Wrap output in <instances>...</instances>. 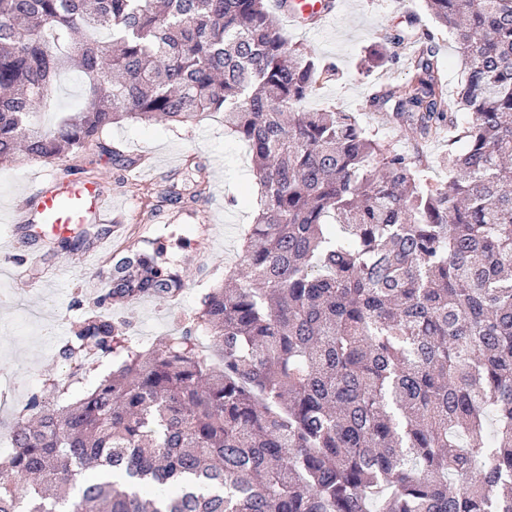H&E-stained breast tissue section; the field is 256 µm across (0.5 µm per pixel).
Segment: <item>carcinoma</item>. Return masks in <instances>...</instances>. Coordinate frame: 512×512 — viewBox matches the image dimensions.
<instances>
[{"label": "carcinoma", "instance_id": "obj_1", "mask_svg": "<svg viewBox=\"0 0 512 512\" xmlns=\"http://www.w3.org/2000/svg\"><path fill=\"white\" fill-rule=\"evenodd\" d=\"M425 4L464 79L448 91L413 18L381 34L387 62L412 47L405 81L367 105L423 142L462 130L439 187L419 144L302 109L334 69L269 0H0V162L222 112L259 185L240 264L181 335L145 350L108 315L75 321L58 356L117 368L77 402L29 398L0 512H512V0ZM75 67L85 101L46 129ZM188 182L161 202L197 204L205 168ZM108 282L124 305L186 286L162 244Z\"/></svg>", "mask_w": 512, "mask_h": 512}]
</instances>
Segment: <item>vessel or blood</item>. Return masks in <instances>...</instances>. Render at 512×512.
<instances>
[{
    "label": "vessel or blood",
    "mask_w": 512,
    "mask_h": 512,
    "mask_svg": "<svg viewBox=\"0 0 512 512\" xmlns=\"http://www.w3.org/2000/svg\"><path fill=\"white\" fill-rule=\"evenodd\" d=\"M334 10L333 0H288V20L294 26H316ZM108 193L103 182H59L43 176L14 210L18 224L40 223L60 233L76 224L109 221Z\"/></svg>",
    "instance_id": "1"
}]
</instances>
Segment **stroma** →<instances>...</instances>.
Returning a JSON list of instances; mask_svg holds the SVG:
<instances>
[{"instance_id": "35a3bbf8", "label": "stroma", "mask_w": 512, "mask_h": 512, "mask_svg": "<svg viewBox=\"0 0 512 512\" xmlns=\"http://www.w3.org/2000/svg\"><path fill=\"white\" fill-rule=\"evenodd\" d=\"M337 2L335 15L319 28L285 29L291 42L336 69L334 81L308 105L356 113L380 137L410 149L412 130L396 128L386 114L367 111L365 99L370 80L382 75L371 65L380 50L381 31L405 26L408 18L422 14L425 0H408L402 12L392 0ZM116 147L123 160L113 157ZM128 157L137 159V166H126ZM192 163L206 168L203 199L188 209L158 206V193L170 179L184 178ZM89 166L105 178L120 229L107 234L105 244L90 256L79 250L63 253L54 242H46L37 264L30 266L24 262L21 235L1 216L33 188L35 169L29 163H0V253L21 267L19 275L0 274V424L17 420L31 393L43 391L45 372L63 377L70 401L82 398L111 373L115 361L109 355L71 374L58 358L80 315L104 311L116 321L130 322V339L146 346L180 335L182 320L200 307L208 288L223 279L226 267L239 263L244 231L257 213L259 186L247 149L218 115L191 123L124 120L105 129L98 145L84 155L54 160L43 169L65 181L83 177ZM164 224L191 243L188 250L173 254L186 274L182 293L167 301L146 297L130 307L99 305L114 256L131 243L159 238Z\"/></svg>"}]
</instances>
